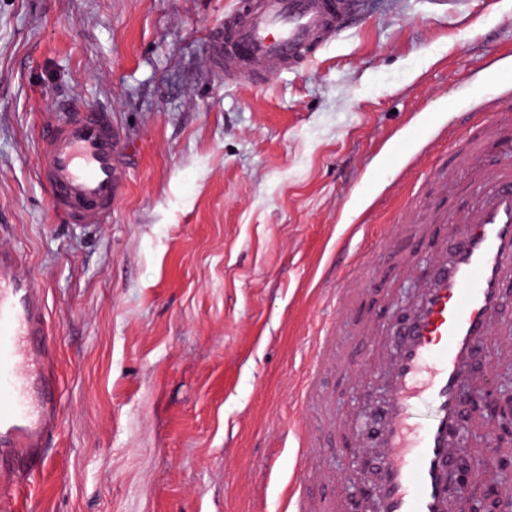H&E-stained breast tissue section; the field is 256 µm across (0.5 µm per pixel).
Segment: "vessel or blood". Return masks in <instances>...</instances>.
<instances>
[{
    "label": "vessel or blood",
    "instance_id": "obj_1",
    "mask_svg": "<svg viewBox=\"0 0 512 512\" xmlns=\"http://www.w3.org/2000/svg\"><path fill=\"white\" fill-rule=\"evenodd\" d=\"M360 8L361 0H238L213 36L216 58L226 77L257 83L300 71ZM56 111L40 135L38 167L52 208L69 223H108L127 181L119 163L124 133L103 109L61 104ZM502 112H512V87L482 103L468 134L453 140L451 164L481 182V192L428 224L405 214L377 241L399 255L404 242H426L438 225L448 227L428 271L410 261L398 269L416 276L418 290L382 332L385 397L373 406L374 431L356 439L372 452L367 512H465L451 487L463 454L454 437L466 414L462 396L488 378L477 364L483 348L512 334V157L489 152L512 148V124L499 120ZM364 271L355 259L341 272L329 297L335 323L317 331L299 391L300 403L316 401L330 414L336 405L319 373L332 368L346 380L359 374V362L338 343L360 294L348 282ZM45 334L39 289L15 252L0 251V512H13L9 474L32 464L56 427L57 378ZM290 426L302 448L321 449L319 429L299 417ZM332 484L324 475L316 494L303 474L293 475L288 512H325Z\"/></svg>",
    "mask_w": 512,
    "mask_h": 512
}]
</instances>
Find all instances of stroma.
<instances>
[{
    "label": "stroma",
    "instance_id": "obj_1",
    "mask_svg": "<svg viewBox=\"0 0 512 512\" xmlns=\"http://www.w3.org/2000/svg\"><path fill=\"white\" fill-rule=\"evenodd\" d=\"M235 0H0V250L44 300L59 429L14 512H284L308 348L352 255L414 294L369 227L429 218L440 127L512 78V0H369L306 70L228 83L210 33ZM130 148L106 224H67L38 177L60 100ZM363 431L374 373L339 383ZM341 496L359 457H322Z\"/></svg>",
    "mask_w": 512,
    "mask_h": 512
}]
</instances>
